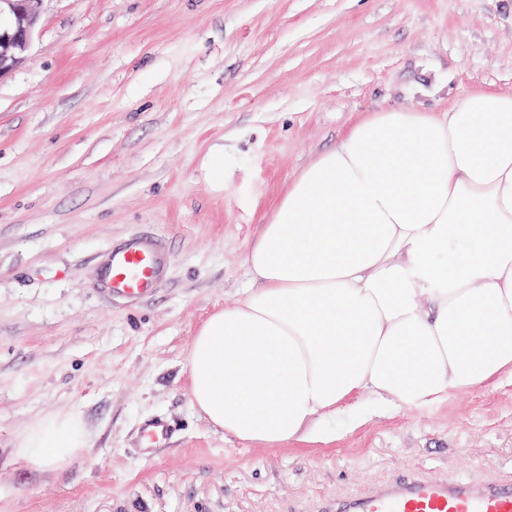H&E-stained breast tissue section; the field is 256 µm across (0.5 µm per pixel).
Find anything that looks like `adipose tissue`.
Wrapping results in <instances>:
<instances>
[{
    "label": "adipose tissue",
    "mask_w": 512,
    "mask_h": 512,
    "mask_svg": "<svg viewBox=\"0 0 512 512\" xmlns=\"http://www.w3.org/2000/svg\"><path fill=\"white\" fill-rule=\"evenodd\" d=\"M245 265L186 357L190 403L226 437L322 440L339 414L512 378V94L360 117L289 181ZM87 446L81 416H47L18 453L44 469Z\"/></svg>",
    "instance_id": "1"
}]
</instances>
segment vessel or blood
Returning a JSON list of instances; mask_svg holds the SVG:
<instances>
[{"instance_id":"1","label":"vessel or blood","mask_w":512,"mask_h":512,"mask_svg":"<svg viewBox=\"0 0 512 512\" xmlns=\"http://www.w3.org/2000/svg\"><path fill=\"white\" fill-rule=\"evenodd\" d=\"M166 252L159 240L135 237L107 254L104 290L135 302L152 294L163 278ZM170 426L147 423L140 437L144 455L165 443ZM323 512H512V480L470 481L411 475L361 495L325 502Z\"/></svg>"}]
</instances>
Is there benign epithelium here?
I'll use <instances>...</instances> for the list:
<instances>
[{"mask_svg":"<svg viewBox=\"0 0 512 512\" xmlns=\"http://www.w3.org/2000/svg\"><path fill=\"white\" fill-rule=\"evenodd\" d=\"M39 0H0V79L23 61L39 23L34 4Z\"/></svg>","mask_w":512,"mask_h":512,"instance_id":"1","label":"benign epithelium"}]
</instances>
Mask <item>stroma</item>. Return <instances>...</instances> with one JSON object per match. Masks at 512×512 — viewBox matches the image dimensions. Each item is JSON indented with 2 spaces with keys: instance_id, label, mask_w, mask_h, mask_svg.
Instances as JSON below:
<instances>
[{
  "instance_id": "stroma-1",
  "label": "stroma",
  "mask_w": 512,
  "mask_h": 512,
  "mask_svg": "<svg viewBox=\"0 0 512 512\" xmlns=\"http://www.w3.org/2000/svg\"><path fill=\"white\" fill-rule=\"evenodd\" d=\"M0 80V512H319L395 477H512V380L338 439L265 448L190 404L186 356L233 302L289 179L358 117L512 94V0H41ZM224 153V180L205 161ZM140 232L168 272L137 305L103 259ZM81 416L37 469L19 436ZM172 426L140 454L145 424ZM88 432L81 416H47L22 435L18 453L38 469L60 467L77 457L88 446Z\"/></svg>"
}]
</instances>
